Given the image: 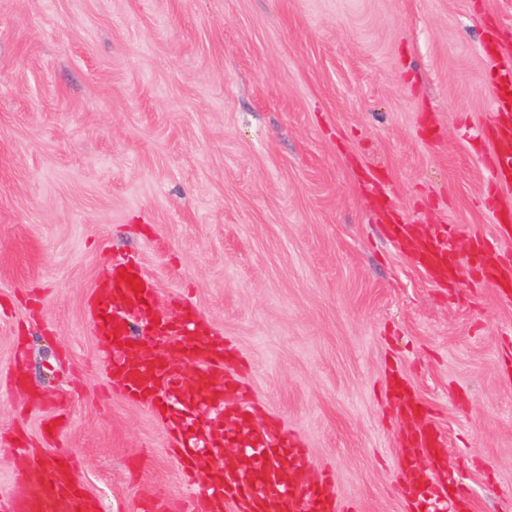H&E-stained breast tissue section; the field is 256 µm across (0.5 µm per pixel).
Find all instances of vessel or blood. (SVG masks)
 <instances>
[{"label": "vessel or blood", "mask_w": 512, "mask_h": 512, "mask_svg": "<svg viewBox=\"0 0 512 512\" xmlns=\"http://www.w3.org/2000/svg\"><path fill=\"white\" fill-rule=\"evenodd\" d=\"M493 112L487 123L492 151L484 161L490 182L512 184V63L501 65L487 81ZM497 234L512 238V203L490 196ZM455 233L451 224L433 225L412 238L409 226L396 224L392 234L409 242L414 261L440 278L457 279L459 258L449 249ZM468 259L481 280L502 298L512 300V265L492 244L471 247ZM142 283L134 291L127 276ZM96 306L117 305L151 315L147 342L131 339L123 318L97 319L94 325L106 357L109 381L121 396L154 412L170 432L180 453L186 493L174 499L158 496L152 512H357L354 504L335 491V476L316 470L303 438L282 430L278 421L261 427L248 424L238 409L224 419L194 422L195 414L224 403V365L229 351L223 336L208 334L202 318L191 308L163 312L155 308V288L135 264L114 265L95 293ZM197 365L186 378L187 365ZM397 413L417 426L401 443L398 480L405 496L425 495L431 478L419 463L433 457L444 466L446 441L438 429L424 422L425 405L403 382L389 389ZM219 456V465L201 470L206 455ZM0 512H99L96 499L81 483L69 453L60 452L51 467L31 452L6 492L0 493Z\"/></svg>", "instance_id": "obj_1"}]
</instances>
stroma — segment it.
Returning a JSON list of instances; mask_svg holds the SVG:
<instances>
[{
	"instance_id": "obj_1",
	"label": "stroma",
	"mask_w": 512,
	"mask_h": 512,
	"mask_svg": "<svg viewBox=\"0 0 512 512\" xmlns=\"http://www.w3.org/2000/svg\"><path fill=\"white\" fill-rule=\"evenodd\" d=\"M501 59L512 0H0V491L21 428L102 512L183 496L94 333L99 278L131 259L229 340L228 404L278 413L359 512H432L399 490L397 375L447 438L439 481L512 512V301L436 282L389 232L452 224L512 260L482 170Z\"/></svg>"
}]
</instances>
